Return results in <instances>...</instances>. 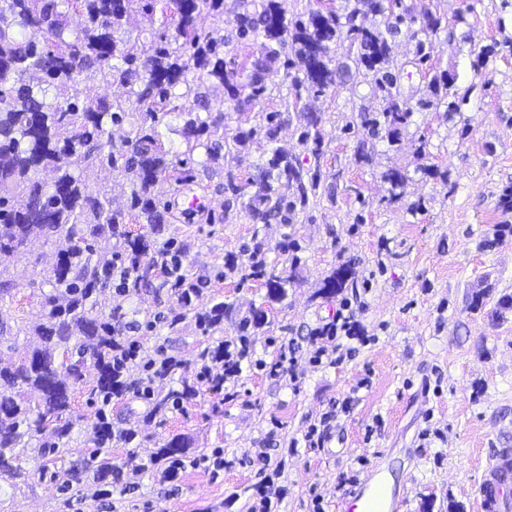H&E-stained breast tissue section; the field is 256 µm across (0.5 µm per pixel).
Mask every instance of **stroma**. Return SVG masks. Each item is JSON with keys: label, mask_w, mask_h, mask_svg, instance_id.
Returning <instances> with one entry per match:
<instances>
[{"label": "stroma", "mask_w": 512, "mask_h": 512, "mask_svg": "<svg viewBox=\"0 0 512 512\" xmlns=\"http://www.w3.org/2000/svg\"><path fill=\"white\" fill-rule=\"evenodd\" d=\"M413 3L444 18L430 66L454 68L461 109L414 112L398 143H370L361 161L358 115L380 107L369 79L355 73L336 90L309 95L326 134L322 185L294 223L261 232L269 260L288 237L302 245V264L287 299L251 336L234 399L199 378L196 358L213 339L193 320L136 334L149 354L190 362L197 393L151 420L134 392L113 397V425L136 434L131 445L113 444V460L148 462L160 442L177 435L188 444V459L223 453L224 470L214 475L189 466L169 483L154 468L124 491L91 476L66 493L49 474L20 485L4 479L0 504L8 512H247L269 475L277 495L272 512H340L379 455L390 490L405 499L401 512H478L476 485L492 450L512 448V310L497 311L498 299L512 295V212L499 206L512 189V52L504 47L512 40V0ZM493 43L500 51L474 67L470 48ZM414 51V40L397 39L402 90L415 100L428 78ZM267 149L258 136L247 143L242 164L194 166L192 183L175 199L167 230L187 246L182 273L208 281L197 309L224 301L243 316L264 303V287L224 275L226 255L253 234L244 212L225 211L224 180L256 178ZM392 167L409 176L396 199L382 179ZM194 197L216 223L191 209ZM56 252L37 242L26 259H0L17 283L5 306L11 325L42 317L30 282ZM348 261L356 287L321 297L322 280ZM479 290L483 304L471 307ZM344 306L354 314V334L341 339L335 363L310 364L311 334ZM290 344L295 380L270 376L268 363ZM72 407L69 464L90 449V423L100 409L81 385ZM327 411L336 420L322 447H308L309 425Z\"/></svg>", "instance_id": "1"}]
</instances>
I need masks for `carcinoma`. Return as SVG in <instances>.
<instances>
[{
    "mask_svg": "<svg viewBox=\"0 0 512 512\" xmlns=\"http://www.w3.org/2000/svg\"><path fill=\"white\" fill-rule=\"evenodd\" d=\"M343 12L310 9L287 18L277 0H245L244 12L235 15V37L262 41L265 54L236 65L225 60L231 40L218 38L197 24L202 13L221 15L224 0H0V255L22 258L36 240L64 242L66 249L57 265L32 286L39 290L45 314L32 325L12 327L2 310L12 298L16 283L0 269V338L35 336L21 361L0 364V475L14 481L29 479L22 466L25 450L44 460L68 452L64 438L73 426L70 389L84 383L90 373L97 383L89 395L107 404L112 396L131 388L143 390L146 416L155 417L196 394L187 373L190 364L172 357L140 355L131 348L126 333L137 329L127 320L124 299L151 286L150 271L165 277L183 266L187 251L171 237L162 242L170 202L160 203L159 189L169 185L180 192L192 182L195 156L218 163L226 157L240 162L247 141L260 134L268 144L254 190L244 193L228 175L224 212L241 207L255 225L252 246L230 253L224 277L258 282L266 288L267 303H280L297 278L302 247L294 240L280 243L288 255L286 264L269 267L260 228L272 222L291 224L316 197L321 186L319 165H307L299 156L278 146V135L290 112H269L266 124L238 130L224 137L226 113L213 108L212 87H222L237 102V114L254 107L266 91L265 77L279 52L271 47H291L283 66L293 98L298 142L314 160L324 153L322 117L303 103V93L335 89L349 76L347 65L337 64L331 45L346 42L356 50V71L370 77L381 100L380 109L360 113L366 139L359 158H367L369 140L399 141L413 115L410 100L401 92L392 51L397 36L414 31L418 62L429 61L433 38L442 28V16L424 8V20L413 18L409 7L397 0H347ZM79 13L84 22L72 28L68 16ZM172 18L148 42H140L128 30L131 16ZM383 18L384 29H369L359 16ZM247 71L246 82L237 77ZM457 74L444 70L427 83L422 108L446 106L460 111L448 100ZM121 85L122 97L84 95L88 82ZM179 119L176 132L185 150L174 153L165 147L160 127ZM121 127L125 138L112 141V130ZM122 173L129 185L127 205L112 208V200L94 189L88 173L97 168ZM51 171L47 183L41 174ZM390 197L399 196L407 176L391 168L383 173ZM136 222L142 232L133 236L125 225ZM118 240L121 245L112 243ZM355 270L343 263L326 276L319 293L332 297L354 288ZM205 282L182 278L170 286L180 312L160 320L175 328L188 315L204 335L224 329L235 307L224 301L204 311L193 305ZM267 312L252 308L236 320L237 340L248 345V336L266 324ZM179 384L157 391L155 380ZM50 434L56 442L42 440ZM134 433L113 427L104 413L92 423L86 468L102 479L120 483L125 464L112 461V443L129 444ZM185 442L179 437L164 441L154 452L156 463L182 460Z\"/></svg>",
    "mask_w": 512,
    "mask_h": 512,
    "instance_id": "1",
    "label": "carcinoma"
}]
</instances>
